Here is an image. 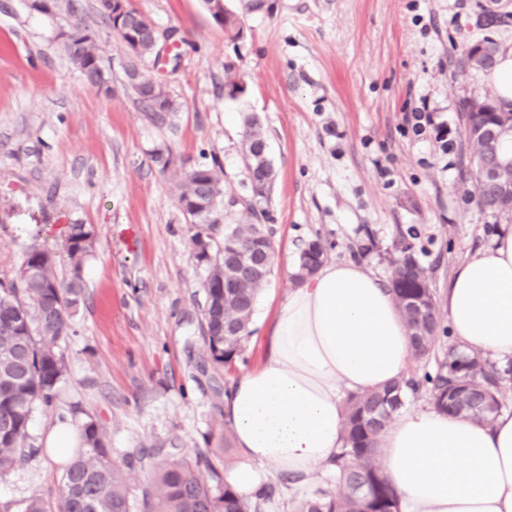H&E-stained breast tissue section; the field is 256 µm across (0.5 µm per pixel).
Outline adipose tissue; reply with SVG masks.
I'll use <instances>...</instances> for the list:
<instances>
[{
    "label": "adipose tissue",
    "mask_w": 512,
    "mask_h": 512,
    "mask_svg": "<svg viewBox=\"0 0 512 512\" xmlns=\"http://www.w3.org/2000/svg\"><path fill=\"white\" fill-rule=\"evenodd\" d=\"M441 307L462 349L512 358V225L458 265ZM261 347L260 366L224 399L247 462L228 480L251 496L286 476L301 493L342 446L347 395L406 372L408 331L390 288L360 265L331 263L289 290ZM379 465L400 512H512V412L487 424L416 405L384 429Z\"/></svg>",
    "instance_id": "1"
}]
</instances>
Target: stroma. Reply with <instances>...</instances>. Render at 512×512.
Listing matches in <instances>:
<instances>
[{
    "label": "stroma",
    "mask_w": 512,
    "mask_h": 512,
    "mask_svg": "<svg viewBox=\"0 0 512 512\" xmlns=\"http://www.w3.org/2000/svg\"><path fill=\"white\" fill-rule=\"evenodd\" d=\"M159 31L160 61L146 76L176 103L150 120L128 86L120 38L95 26L109 91L86 86L59 33L60 9L0 0V278L28 248L58 235L21 224H90L95 253L83 270L75 335L55 407L30 423L34 454L0 480V502L36 497L57 512L63 459L47 439L70 403L104 430L115 462L133 451L226 458L224 392L262 361L261 338L294 283L305 242L331 262L352 261L388 281V253L413 243L432 286L486 249L504 219L470 195L460 104L494 93L489 73L461 70L471 43L512 45V0H224L239 35L203 0H131ZM495 12L494 25L484 22ZM246 87L224 93L225 64ZM432 120L415 131L411 113ZM262 124L275 182L253 213L242 155L245 116ZM163 153L168 167L155 160ZM220 164L226 224H264L278 256L255 307L247 362L214 363L201 329L204 267L177 202L183 166Z\"/></svg>",
    "instance_id": "1"
}]
</instances>
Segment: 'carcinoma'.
<instances>
[{
    "instance_id": "cac0c4a2",
    "label": "carcinoma",
    "mask_w": 512,
    "mask_h": 512,
    "mask_svg": "<svg viewBox=\"0 0 512 512\" xmlns=\"http://www.w3.org/2000/svg\"><path fill=\"white\" fill-rule=\"evenodd\" d=\"M74 0H33V9L50 13L63 4L73 19L71 32L89 29L84 7ZM96 17L115 32L123 43L138 37L133 57L147 64L158 56L150 28L154 23L124 0L127 22L118 24L112 16V0H97ZM84 79L96 74L105 86L109 73L96 40H85L80 49L67 51ZM129 83L146 111L155 115L175 111L163 84L145 76L135 66L128 71ZM476 119L496 121L502 111L512 110L496 95L479 100ZM265 135L254 118L246 120L243 152L252 178L255 198L264 197V155L258 145ZM499 141L467 139L466 149L475 174L471 177L474 197L484 204L486 189L481 160L487 154L498 156ZM224 193L223 172L216 166L196 165L184 173L178 203L189 223L213 227L219 223L217 202ZM94 229L72 224L61 244V254L49 248L28 251L19 273L0 278V478L10 475L33 450L29 425L37 406H50L58 397L66 366L57 344L73 333V317L84 298L82 270L93 255ZM273 250L263 224L224 225V267L208 266L203 283V334L210 358L224 366L243 358L251 337L250 325L259 290L273 265L259 267L255 274L237 280L232 293L216 302L221 289L213 287L225 277L223 268L230 260L260 256ZM327 254L326 244L313 239L301 249L292 275L295 283L304 281L320 267ZM65 257L69 274L59 270ZM392 273L389 287L397 309L412 338V355L417 361L433 359L435 369L420 376H403L381 390L351 394L345 402L342 448L331 461L336 489L319 488L309 499L299 502L295 512H399L398 495L382 476L377 456L379 436L408 398L426 399L433 408L456 417L491 421L504 406L501 398L506 376L512 365L500 368L477 353H462L456 345H444L446 329L439 325L436 292L425 268L415 257L413 247L399 239L389 257ZM80 447L69 454L59 478V512H133L136 495L127 474L144 463L141 453L129 454L123 463L112 461L105 434L98 422L87 417L79 432ZM276 493L272 486L252 499L242 497L202 452L187 457L166 453L156 470L153 483L141 489L140 512H263Z\"/></svg>"
}]
</instances>
